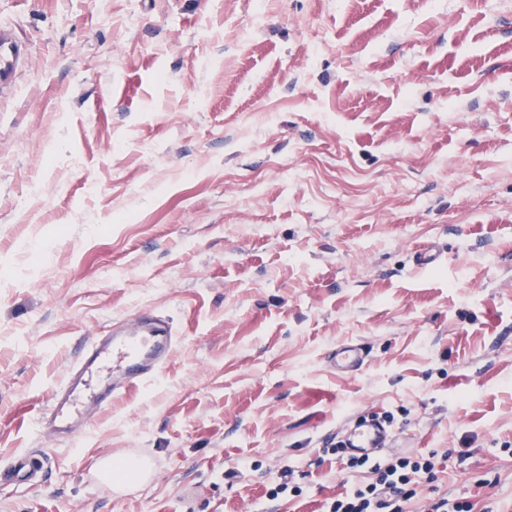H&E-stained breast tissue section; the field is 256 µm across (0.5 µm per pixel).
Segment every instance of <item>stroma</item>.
<instances>
[{
  "mask_svg": "<svg viewBox=\"0 0 512 512\" xmlns=\"http://www.w3.org/2000/svg\"><path fill=\"white\" fill-rule=\"evenodd\" d=\"M0 512H323L329 444L512 512V0H0ZM436 246L440 265L419 268ZM180 342L79 446L33 432L85 342L142 308ZM341 341L369 362L339 376ZM146 457L127 494L90 482ZM298 496L270 498L284 468ZM26 60L27 50L15 30L0 24V94L14 89ZM369 354L363 343H341L327 353L326 362L336 373L351 376L361 371ZM394 441L395 437L386 419L373 415L343 432L338 440L341 448L333 451L338 453L345 449L350 455L375 459L380 451L391 448ZM41 461L28 452H18L0 465V484L18 486L35 483L41 470Z\"/></svg>",
  "mask_w": 512,
  "mask_h": 512,
  "instance_id": "35a3bbf8",
  "label": "stroma"
}]
</instances>
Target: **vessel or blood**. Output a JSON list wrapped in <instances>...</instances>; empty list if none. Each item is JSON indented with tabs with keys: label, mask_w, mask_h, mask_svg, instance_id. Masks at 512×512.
<instances>
[{
	"label": "vessel or blood",
	"mask_w": 512,
	"mask_h": 512,
	"mask_svg": "<svg viewBox=\"0 0 512 512\" xmlns=\"http://www.w3.org/2000/svg\"><path fill=\"white\" fill-rule=\"evenodd\" d=\"M26 60L27 50L14 29L0 24V93L14 89ZM176 342L170 320L150 308L113 323L111 332L84 345L63 383L54 389L49 407L36 419L34 433L76 442L131 387L155 377L173 357ZM369 354L365 344L347 342L330 350L326 362L336 373L351 376L361 371ZM394 441L386 419L376 415L355 423L339 437L349 454L371 459ZM40 470V459L16 453L0 465V484L35 483Z\"/></svg>",
	"instance_id": "vessel-or-blood-1"
}]
</instances>
